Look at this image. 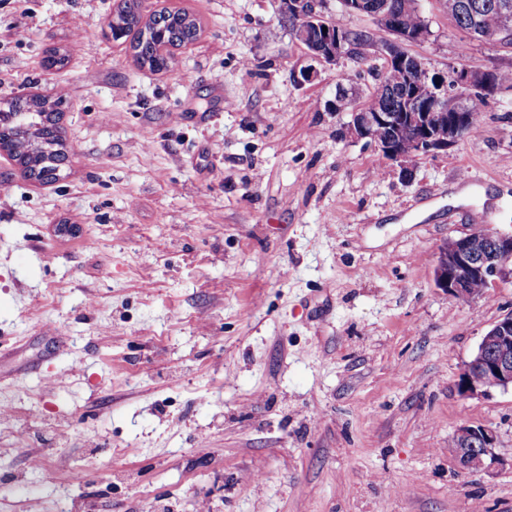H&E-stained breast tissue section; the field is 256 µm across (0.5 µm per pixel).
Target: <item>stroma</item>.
<instances>
[{"label": "stroma", "mask_w": 512, "mask_h": 512, "mask_svg": "<svg viewBox=\"0 0 512 512\" xmlns=\"http://www.w3.org/2000/svg\"><path fill=\"white\" fill-rule=\"evenodd\" d=\"M119 2L0 0V101L60 102L69 151L42 184L0 150V512H512V391L457 390L512 281L434 282L448 239L512 229V89L407 178L333 109L384 70L372 17L328 0L362 37L330 64L279 0H143L200 26L152 72ZM419 8L431 72L512 70ZM464 424L501 466L458 469Z\"/></svg>", "instance_id": "1"}]
</instances>
